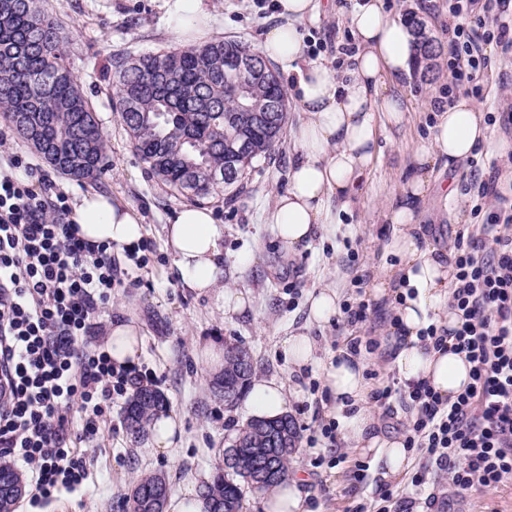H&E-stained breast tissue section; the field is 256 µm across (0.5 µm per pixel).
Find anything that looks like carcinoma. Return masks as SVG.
Masks as SVG:
<instances>
[{
  "instance_id": "carcinoma-1",
  "label": "carcinoma",
  "mask_w": 512,
  "mask_h": 512,
  "mask_svg": "<svg viewBox=\"0 0 512 512\" xmlns=\"http://www.w3.org/2000/svg\"><path fill=\"white\" fill-rule=\"evenodd\" d=\"M43 0H0V113L15 133L55 170L75 179H93L105 165L107 144L77 77L64 56V29ZM416 51L433 69L439 45L426 23L406 16ZM250 45L236 40L115 62V94L132 146L149 171L182 195H208L238 182L253 163L267 158L280 142L287 115L279 76L259 53L258 67L243 74L224 61ZM257 369L251 349L230 344L224 369L215 378L218 394L234 405ZM165 405L155 388L137 389L124 408L133 439L141 440ZM299 432L289 414L271 420L253 417L228 438L224 453L251 463L270 460L276 477L261 482L247 466L218 469L201 489L209 512H242L243 487L270 491L286 480ZM0 512H12L22 493L19 474L0 460ZM170 487L162 472L141 476L125 496L126 512H156L153 491Z\"/></svg>"
}]
</instances>
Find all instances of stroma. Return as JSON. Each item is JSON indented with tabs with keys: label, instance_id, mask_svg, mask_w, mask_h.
I'll return each instance as SVG.
<instances>
[{
	"label": "stroma",
	"instance_id": "1",
	"mask_svg": "<svg viewBox=\"0 0 512 512\" xmlns=\"http://www.w3.org/2000/svg\"><path fill=\"white\" fill-rule=\"evenodd\" d=\"M203 2L215 41L237 39L253 46L279 21L274 12L259 15L252 0ZM164 4L165 0H47V8L64 21L72 36L67 61L107 140L109 167L96 180L79 181L48 166L43 172L69 197L95 191L127 202L143 225L148 264L138 269L133 261L123 260L129 274L122 287L113 289L111 314L103 322L111 324L120 315L137 320L143 341L138 370L164 394L168 412L182 422L183 434L168 453H152L148 440L137 442L127 434L123 406L114 404L107 429L89 450L93 465L85 486L40 509L20 498L15 512H124L126 493L146 472H164L174 491L211 481L224 464L227 438L253 413L246 401L230 408L215 394L214 375L198 358L199 347L206 341L224 345L239 341L251 348L258 363L257 377L283 383L292 394L288 414L298 428L318 434L331 420V404L320 387L323 368L347 337L376 340V348L364 355L366 377L373 388L396 380L382 345L391 324L389 307L379 305L363 324L321 327L309 322L308 301L325 286L335 287L343 305L370 296V286H359L358 277L377 276L381 267L393 264V256L384 250L393 228L386 224L379 206L416 173L414 150L429 137L433 125L430 93L458 96L466 92L465 87L451 86L447 56L437 58L433 71L406 89L410 110L405 122L380 128L382 154L361 181L359 204L341 214L339 223L325 225L299 254L281 255L270 225L261 221L273 193L288 186L296 156L290 137H283L270 157L246 169L236 185L207 196V204L224 227L220 285L247 291L251 297L249 308L228 316L214 297L182 287L174 259L165 248V227L188 199L150 173L134 151L116 107L115 61L176 47ZM386 7L403 16L415 14L440 46H447L448 0H386ZM302 34L321 44L317 61L341 71L352 66L350 55L341 51L351 38L344 12L322 15ZM485 54L491 64L477 102L487 114L512 113V54L503 55L493 44L486 46ZM469 177L466 165L438 175L419 209L418 222L437 249L453 250L462 228L454 213L472 207L465 194L444 199L441 187L449 182L465 184ZM299 331L308 332L317 343L316 363L300 370L282 351L283 340ZM290 469L304 474L302 491L311 512H351L357 503L369 501L382 483L370 458L333 447L320 435L315 447L300 445ZM429 477L439 501L448 502L454 512H512V485L452 498L447 475L433 470Z\"/></svg>",
	"mask_w": 512,
	"mask_h": 512
}]
</instances>
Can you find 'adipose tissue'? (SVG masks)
<instances>
[{
    "mask_svg": "<svg viewBox=\"0 0 512 512\" xmlns=\"http://www.w3.org/2000/svg\"><path fill=\"white\" fill-rule=\"evenodd\" d=\"M279 4L281 21L265 30L257 50L281 63L284 74L294 79L303 117L291 130L298 156L290 168L288 188L275 195L262 220L272 225L280 251L289 256L310 247L317 228L335 223L337 211L351 208L361 179L377 156L379 119L403 121L405 104L388 88L410 74L414 36L399 14L386 9L384 0H360L347 18L355 41V65L337 72L303 56L301 28L318 20L322 0H279ZM170 14L177 44L189 47L206 42L209 21L202 0H171ZM431 110L435 124L415 154L422 171L384 209L385 218L395 226L386 249L397 262L380 271L373 294L378 300L391 296L392 282L400 277L415 289V297L394 308L399 323L389 339L395 351L388 368L402 386L424 378L442 399L451 401L469 384L470 365L463 355L426 350L419 333L432 323L456 326L457 315L449 305L452 267L428 246L422 226L415 221V209L428 191L432 167L459 166L490 147L491 139L481 108L469 97L436 98ZM72 219L81 237L94 244L131 248L143 237L144 228L132 207L105 194L80 195ZM223 236L211 208L187 205L170 219L166 247L183 286L199 294L214 293L225 314L231 315L244 311L250 298L242 291L216 289L224 261ZM103 348L116 365H138V325L114 319ZM365 371L363 357L338 351L335 361L324 367L323 386L333 402L346 448L372 458L383 479L397 480L410 468V453L403 438L380 431L367 400L371 384ZM249 401L256 416L273 418L285 412L287 394L279 381L258 380L251 386Z\"/></svg>",
    "mask_w": 512,
    "mask_h": 512,
    "instance_id": "ef3b65f1",
    "label": "adipose tissue"
}]
</instances>
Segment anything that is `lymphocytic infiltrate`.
I'll return each mask as SVG.
<instances>
[{"instance_id":"f902f5d3","label":"lymphocytic infiltrate","mask_w":512,"mask_h":512,"mask_svg":"<svg viewBox=\"0 0 512 512\" xmlns=\"http://www.w3.org/2000/svg\"><path fill=\"white\" fill-rule=\"evenodd\" d=\"M455 78L483 91V45L512 51V0H448ZM24 168L25 178L13 171ZM495 190L474 181V213L485 224L458 236L449 329L420 331L425 346L464 355L471 381L442 401L426 380L386 385L372 400L407 415L404 442L445 469L455 491L496 489L512 481V208L485 212ZM69 197L37 164L9 154L0 170V457L31 475L30 503L43 507L81 488L91 459L75 443L98 438L114 403L142 375L115 365L91 331L122 282L107 244L91 245L69 218Z\"/></svg>"}]
</instances>
